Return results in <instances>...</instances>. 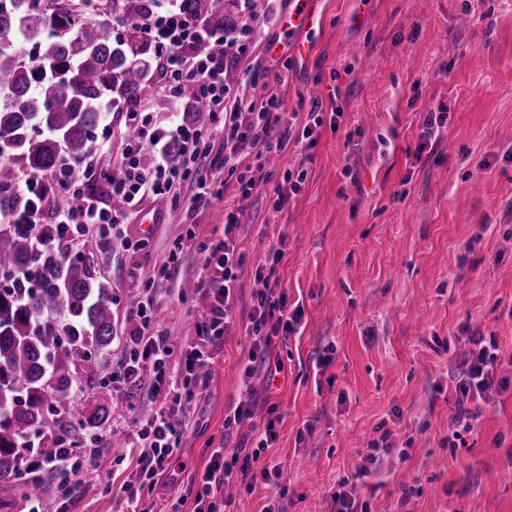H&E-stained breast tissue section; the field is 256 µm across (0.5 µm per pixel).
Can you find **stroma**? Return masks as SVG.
<instances>
[{
  "label": "stroma",
  "mask_w": 512,
  "mask_h": 512,
  "mask_svg": "<svg viewBox=\"0 0 512 512\" xmlns=\"http://www.w3.org/2000/svg\"><path fill=\"white\" fill-rule=\"evenodd\" d=\"M319 24L306 57L270 52L289 0H269L267 24L239 39L227 66L228 98L249 110L263 94L282 95L283 118L300 133L313 101L337 97L339 128L322 125L311 149L257 146L250 164L268 182L241 217L237 244L246 257L237 307L213 348L208 382L187 406L181 450L162 480L143 488L142 505L183 494L210 449L235 452L240 432L224 433L239 400L257 402L265 423L275 406L278 437L261 463L284 469L282 489L233 483L231 512H330L340 480L370 512H512V0H314ZM445 111L432 133L427 110ZM307 168L301 192L283 212L273 186ZM239 196L236 176L223 195L197 209L145 200L131 220L136 246L111 236L75 241L92 252L115 299L114 336L102 354L105 378L89 391L108 411L100 447L80 478L95 485L69 512H124L122 485L136 477L125 451L149 406L146 386L111 383L134 327L129 303L155 289L157 324L176 348L197 340L202 312L201 255L188 248L172 281L159 274L176 238L224 235ZM159 213L158 223L146 217ZM281 247L282 286L302 304L296 336L282 349L274 384H244L240 365L253 271ZM497 337L503 362L471 431L449 447L460 412L454 385L470 337ZM330 357L319 368L320 357ZM375 464L354 480L366 457ZM57 479L0 482V512H23L40 494L56 512Z\"/></svg>",
  "instance_id": "1"
}]
</instances>
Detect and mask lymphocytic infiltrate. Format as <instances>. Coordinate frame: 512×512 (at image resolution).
<instances>
[{
    "mask_svg": "<svg viewBox=\"0 0 512 512\" xmlns=\"http://www.w3.org/2000/svg\"><path fill=\"white\" fill-rule=\"evenodd\" d=\"M163 10L151 11L139 25L141 39L153 47L160 73V84L172 108H179V89L184 84H194L199 98L210 112V125L203 128L181 119L167 126H151L140 112H125L123 126L104 127L103 133L112 137L123 129H134L127 138L124 159L108 179L110 194L120 204L119 209L102 207L91 190L81 187L68 177L70 158L62 160V175L46 182L35 178L26 189L38 198L37 205L21 217L25 224L55 223L61 238L75 235H93L97 227L111 230L124 246H131L133 239L127 220L136 212L143 199L178 198L183 183H190V203L218 197L214 185L221 172L239 175V200L247 202L255 188L265 180L263 173H240L239 168L254 148L255 129L269 134L268 148L287 150L292 139L288 127L282 124V100L271 93L264 96L260 106L246 112L228 106L225 98L224 62L233 41L221 40L207 16L187 14L183 0H168ZM219 132L224 148L214 151L206 137L207 131ZM72 197V205L53 209L52 198L56 193ZM238 210L228 212L224 224V237L216 243L203 245L201 289L208 301V308L201 320L196 321L198 343L178 351L169 336L154 331L158 304L151 293L131 304V313L137 324L130 334L128 352L117 370L118 377L138 386L144 378H151L149 397L155 405L154 413L143 420L137 432L136 466L141 477L157 483L163 476L166 461L177 454L186 427L183 416L185 403L195 389L205 386L213 355L212 344L221 340L237 298V288L245 263L244 256L235 245L239 227ZM281 249L271 250L265 264L258 266L254 277L264 282L252 306L247 327L252 342L243 362L244 379L265 374L274 379L272 364L279 359L277 344L287 341L296 333L304 315L303 307H289L287 294L279 287L278 265ZM470 342V356L465 362L456 383L455 392L460 401L478 400L494 384L495 366L499 363L500 346L496 337L474 336ZM277 439L276 421L268 419L260 439L251 454L225 457L223 449L210 453L203 470L194 472L188 479L187 495L178 496L177 505L192 503L193 512H223L224 486L233 477H240L245 486L256 483L270 486L282 477L280 468L257 467L262 451ZM78 454L67 435L57 436L54 446L45 451L26 446V473L32 481L51 474L60 479L62 498L79 492L80 482L75 479L85 461Z\"/></svg>",
    "mask_w": 512,
    "mask_h": 512,
    "instance_id": "f902f5d3",
    "label": "lymphocytic infiltrate"
}]
</instances>
